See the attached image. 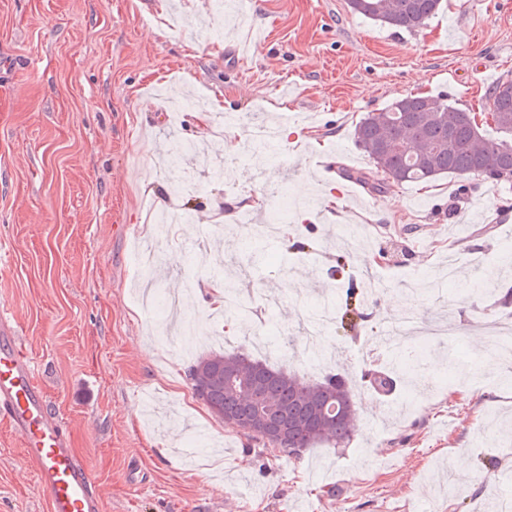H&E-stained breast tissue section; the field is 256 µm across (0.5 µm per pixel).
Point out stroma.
<instances>
[{"label": "stroma", "mask_w": 512, "mask_h": 512, "mask_svg": "<svg viewBox=\"0 0 512 512\" xmlns=\"http://www.w3.org/2000/svg\"><path fill=\"white\" fill-rule=\"evenodd\" d=\"M225 25L216 0H0V307L11 311L48 407L94 476L104 512H482L512 470V390L447 377L449 349L477 362L486 339L512 327V187L483 177L396 183L354 140L356 124L406 95H444L472 113L512 78V0H448L416 33L350 11L347 0H254ZM238 48L246 61L228 57ZM220 102L207 131L190 107L171 120L157 87ZM288 123L317 143L279 149L256 167L224 147L217 123ZM201 174L184 194L161 160L179 144ZM234 166V186L204 169ZM370 173L371 184L351 179ZM342 204L321 207L328 179ZM308 219L290 238L247 241L224 224L212 248L194 231L224 202L295 193ZM396 209L385 210L388 197ZM184 213L135 260L158 207ZM374 251L378 265L359 256ZM250 274L253 313L211 318L202 286L225 266ZM387 282L402 306L368 294ZM387 291V292H388ZM414 315L450 323L434 366L379 395L367 374L388 370L376 342ZM244 350L304 377L343 374L358 426L346 447L259 460L194 396L188 366L212 351ZM468 468L459 471L457 461ZM0 512H47L22 441L0 419Z\"/></svg>", "instance_id": "1"}]
</instances>
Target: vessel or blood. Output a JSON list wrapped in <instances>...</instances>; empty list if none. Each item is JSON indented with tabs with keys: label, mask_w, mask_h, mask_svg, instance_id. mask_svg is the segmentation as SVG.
<instances>
[{
	"label": "vessel or blood",
	"mask_w": 512,
	"mask_h": 512,
	"mask_svg": "<svg viewBox=\"0 0 512 512\" xmlns=\"http://www.w3.org/2000/svg\"><path fill=\"white\" fill-rule=\"evenodd\" d=\"M0 416L21 436L48 512H104L92 474L71 448L65 425L50 412L35 383V366L22 348L13 315L1 308Z\"/></svg>",
	"instance_id": "obj_1"
}]
</instances>
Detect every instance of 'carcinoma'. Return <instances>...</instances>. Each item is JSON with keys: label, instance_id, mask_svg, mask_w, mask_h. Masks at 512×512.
<instances>
[{"label": "carcinoma", "instance_id": "obj_1", "mask_svg": "<svg viewBox=\"0 0 512 512\" xmlns=\"http://www.w3.org/2000/svg\"><path fill=\"white\" fill-rule=\"evenodd\" d=\"M349 8L398 32L414 33L441 12L446 0H348ZM497 127H475L470 113L443 96L407 95L356 125L355 141L376 168L398 182L430 181L441 175L492 176L512 184V79L488 93ZM427 353L397 350L396 366L377 373L378 388L417 371ZM196 398L216 419L266 447L257 424L264 422L286 440L282 455L298 457L318 443L339 445L356 431L358 417L347 382L334 374L307 380L243 351L198 357L188 369Z\"/></svg>", "mask_w": 512, "mask_h": 512}]
</instances>
